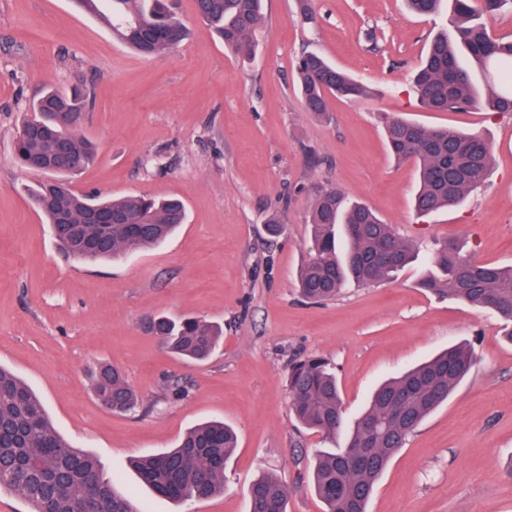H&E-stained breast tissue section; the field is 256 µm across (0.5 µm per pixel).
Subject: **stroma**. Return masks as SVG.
I'll use <instances>...</instances> for the list:
<instances>
[{
  "label": "stroma",
  "mask_w": 512,
  "mask_h": 512,
  "mask_svg": "<svg viewBox=\"0 0 512 512\" xmlns=\"http://www.w3.org/2000/svg\"><path fill=\"white\" fill-rule=\"evenodd\" d=\"M187 37L145 58L70 0H0V365L40 397L58 431L95 456L143 512H248L262 472L288 486V512H324L312 486L322 436L288 406V370L317 356L334 367L348 418L381 383L459 344L478 362L392 457L368 512H512V344L489 310L416 285L422 262L394 280L301 297L295 272L310 246L316 192L340 187L421 254L464 242L482 262L512 264V117L484 110L430 112L413 76L445 15L418 16L404 0H265L256 52H226L176 0ZM323 54L370 89L306 112L295 61ZM88 94L81 135L96 145L72 180L79 193L176 197L186 221L163 243L116 261L64 255L30 198L41 174L18 166L13 144L43 89ZM477 132L493 163L451 210L418 215V172L389 153L381 114ZM321 159L309 162L310 155ZM280 214L283 229L266 223ZM221 324L222 346L186 360L144 332L145 316ZM117 367L138 393L136 412L97 399L90 374ZM238 435L224 491L183 505L139 485L130 459L174 447L201 421Z\"/></svg>",
  "instance_id": "35a3bbf8"
}]
</instances>
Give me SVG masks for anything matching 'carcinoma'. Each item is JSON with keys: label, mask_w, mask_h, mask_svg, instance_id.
<instances>
[{"label": "carcinoma", "mask_w": 512, "mask_h": 512, "mask_svg": "<svg viewBox=\"0 0 512 512\" xmlns=\"http://www.w3.org/2000/svg\"><path fill=\"white\" fill-rule=\"evenodd\" d=\"M112 33L145 57L172 52L185 29L167 0H100ZM442 0H407L417 15L439 11ZM512 8V0H452L449 25L430 42L415 76L421 105L432 112L484 109L512 115V39L494 35L481 21L484 15ZM198 15L235 55L255 52L254 35L262 22V0H196ZM488 79L480 94L461 55ZM306 111L321 116L328 95L364 99L369 89L317 53L296 63ZM86 99L54 87L45 89L30 107L31 115L17 135L14 156L31 168L32 158L49 159L55 138L41 135L58 128L61 112H83ZM388 148L395 159L418 165L419 187L414 197L420 214L451 209L485 180L492 149L479 133L455 132L390 115L381 116ZM75 167L55 171L57 178L30 191L47 223L80 226L79 236H57L69 256L111 261L163 241L184 223L185 208L177 198L156 199L131 194L90 196L70 188L68 176L89 165L92 145L76 128L61 130ZM308 224L312 246L301 264L298 286L314 302L333 300L346 287L378 284L393 278L415 257L416 248L402 239L365 203L341 188L320 190ZM419 286L450 300L488 309L503 322V336L512 342V265L476 262L454 242L434 244L430 269ZM145 331L170 352L203 361L218 347L222 332L200 318L148 316ZM477 362L468 345L452 346L436 357L382 384L367 408L346 426L336 374L323 358L294 364L288 374L289 408L296 419L330 440L345 434L337 452L317 457L314 490L324 512H367L375 484L390 457L406 445L422 422L447 399ZM97 397L112 410L133 412L140 400L115 367L94 373ZM236 448V435L224 421L212 419L187 432L175 448L145 456L134 468L143 484L173 502L207 499L224 489V468ZM22 495L30 512H139L120 493L93 456L74 448L55 428L42 401L12 371L0 365V489ZM288 487L279 478L262 475L249 489V512H288Z\"/></svg>", "instance_id": "cac0c4a2"}]
</instances>
